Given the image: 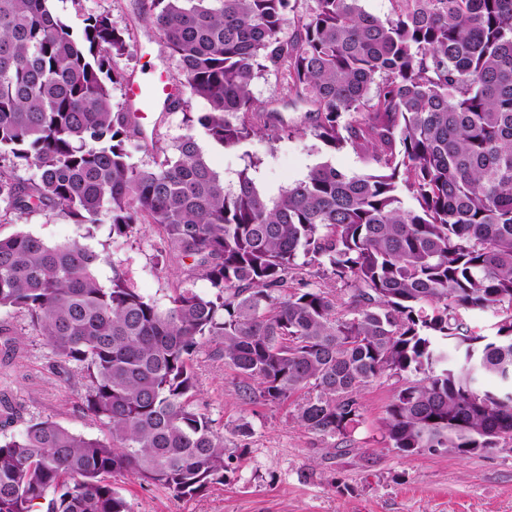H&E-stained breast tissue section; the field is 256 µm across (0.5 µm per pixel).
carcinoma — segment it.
Here are the masks:
<instances>
[{"instance_id":"obj_1","label":"carcinoma","mask_w":512,"mask_h":512,"mask_svg":"<svg viewBox=\"0 0 512 512\" xmlns=\"http://www.w3.org/2000/svg\"><path fill=\"white\" fill-rule=\"evenodd\" d=\"M144 0L177 60L174 78L206 112L151 165L130 161L135 115L116 106L129 51L107 12L73 30L51 0H0V223L57 209L83 240L0 238V310L25 313L89 379L86 410L108 440L45 418L0 437V512H131L107 477L126 473L178 498L224 482V438L190 402L205 340L257 387L297 400L323 438L359 424L362 389L413 373L386 407L387 447L489 453L512 441V0ZM311 106L315 137L369 169L328 161L274 194L243 169L227 184L194 134L235 147L271 124L252 86L269 69ZM36 171L30 182L19 175ZM108 225L187 277L164 304L125 262L89 244ZM315 269V280L306 269ZM211 291L200 294L194 280ZM489 310L495 335L466 311Z\"/></svg>"}]
</instances>
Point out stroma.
Returning a JSON list of instances; mask_svg holds the SVG:
<instances>
[{
  "mask_svg": "<svg viewBox=\"0 0 512 512\" xmlns=\"http://www.w3.org/2000/svg\"><path fill=\"white\" fill-rule=\"evenodd\" d=\"M56 14L73 29L85 15L107 11L129 35L130 54L115 66L128 78L149 80L159 73L175 74V60L159 53L158 34L144 21L137 0H53ZM252 94L258 105L274 107L299 133L282 138L259 135L232 149L203 142L213 168L227 181L249 163L255 176L275 190L302 179L322 161L350 173L363 172V157L352 149L329 151L305 129L306 105H289L286 81L271 69L257 79ZM141 136L135 137L132 160L152 163L158 148L171 147L185 134L181 108L155 106L143 112ZM28 231L54 244L80 238L83 230L58 211H40L14 224H0V237ZM93 246L105 257L98 269L101 281L112 276V261L129 260L138 290L166 301L183 277L179 264L154 267L159 235L140 230L133 244L115 243L99 231ZM0 328L9 344L0 343V405L12 416L1 434L18 433L27 422L49 417L71 431L105 439L107 427L84 408L88 381L82 368L64 361L30 328L26 316L0 311ZM214 341L204 342L194 356L196 387L190 401L211 419L224 437L231 464L223 483L204 495L179 499L160 486L116 474L112 484L128 501L131 512H512V446L491 453L461 456L451 451L402 455L382 438L385 409L398 377L369 383L360 394L361 419L346 439H324L300 426L291 403L273 405L242 399L244 380L218 353ZM249 435H241L242 426Z\"/></svg>",
  "mask_w": 512,
  "mask_h": 512,
  "instance_id": "1",
  "label": "stroma"
}]
</instances>
